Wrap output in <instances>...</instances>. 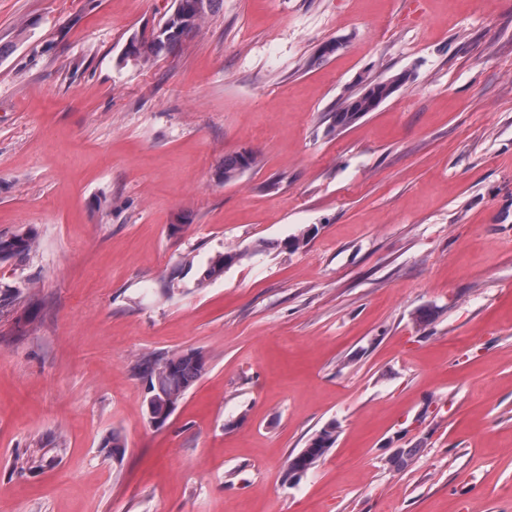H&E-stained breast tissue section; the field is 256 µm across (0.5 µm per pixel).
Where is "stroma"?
<instances>
[{
    "instance_id": "1",
    "label": "stroma",
    "mask_w": 512,
    "mask_h": 512,
    "mask_svg": "<svg viewBox=\"0 0 512 512\" xmlns=\"http://www.w3.org/2000/svg\"><path fill=\"white\" fill-rule=\"evenodd\" d=\"M173 9L0 0V512H512V0H222L119 66ZM222 0H175V9L166 19L150 43L145 46L134 38L119 60L120 65L129 62L147 63L154 57L176 46L182 37L198 28L206 17L213 13ZM385 82L367 83L358 92L348 96L335 112L336 128H344L355 122L359 113L368 107L371 97L385 92ZM256 165V157L248 152H238L234 155L225 157L224 166L219 171V178L224 182L235 180L239 175L246 170L253 168ZM37 244V233L34 228L0 235V262L30 254ZM245 253L225 252L216 254L207 265L199 270L197 286L207 287L212 281L221 277L224 268L242 259ZM142 367L149 380L146 415L150 420V405L154 416L165 419L203 375L206 362L202 352L190 349L165 358H146ZM335 442L336 424L330 422L309 439L305 448L289 457L288 465L283 475V482L288 483L299 479L314 469L325 456L328 448H332Z\"/></svg>"
}]
</instances>
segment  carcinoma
<instances>
[{"mask_svg": "<svg viewBox=\"0 0 512 512\" xmlns=\"http://www.w3.org/2000/svg\"><path fill=\"white\" fill-rule=\"evenodd\" d=\"M222 0H175V9L166 19L148 45L137 40L130 41L119 64L130 62L147 63L150 58L176 46L182 37L198 28L206 17L214 12ZM385 81L370 82L358 92L348 96L335 112V124L344 128L358 119L372 96L385 92ZM256 165V157L248 152H238L224 158L219 178L230 182ZM37 244L35 229L29 228L10 235H0V262L30 254ZM243 254L225 252L216 254L207 265L199 270L197 286L207 287L221 277L224 268L241 260ZM143 372L149 380L147 404L153 415L167 417L189 389L203 375L206 362L202 352L190 349L165 358H146L142 363ZM336 442V423L330 422L316 432L305 448L288 459L283 482L288 483L314 469Z\"/></svg>", "mask_w": 512, "mask_h": 512, "instance_id": "1", "label": "carcinoma"}]
</instances>
